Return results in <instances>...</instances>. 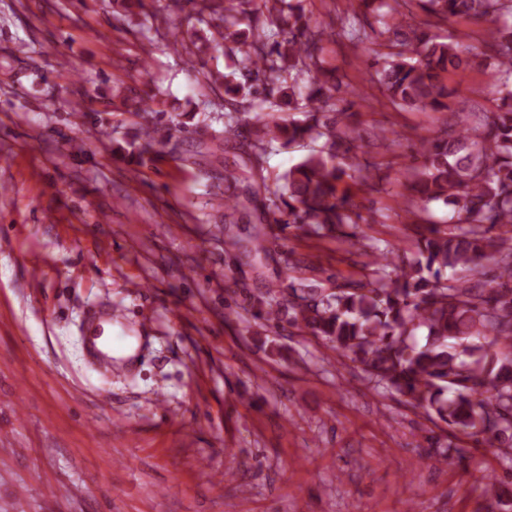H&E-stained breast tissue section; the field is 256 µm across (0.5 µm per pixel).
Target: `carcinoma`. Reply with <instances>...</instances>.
I'll use <instances>...</instances> for the list:
<instances>
[{
    "label": "carcinoma",
    "mask_w": 512,
    "mask_h": 512,
    "mask_svg": "<svg viewBox=\"0 0 512 512\" xmlns=\"http://www.w3.org/2000/svg\"><path fill=\"white\" fill-rule=\"evenodd\" d=\"M436 22L503 17L486 31L484 56L500 76L497 111L460 112L452 126L421 140L411 211L412 259L388 260L390 244H369L360 277L324 288L294 275L315 264L288 259L285 279L256 299L258 316L324 339L365 379L407 398L448 436L512 449V0H360L324 26L292 0H172L170 10L212 28L229 56L242 55L245 82L222 75L224 146L247 153L261 173L268 152L313 147L276 176L277 189L244 252L256 259L285 228L306 237L349 240L363 222L349 190L374 189L375 166L355 136L346 83L325 67L329 36L367 53L372 81L395 110L448 108L449 74L467 68L470 49L440 40L414 22L413 7ZM374 15L376 23L368 22ZM380 30H375L374 25ZM154 110H142V141L132 153L146 166L154 152ZM256 192L224 197V231L249 210ZM451 210L448 226L428 204ZM422 332L425 343L416 340Z\"/></svg>",
    "instance_id": "carcinoma-1"
}]
</instances>
